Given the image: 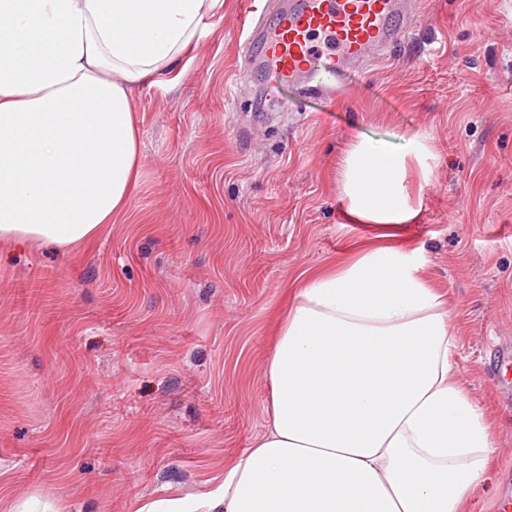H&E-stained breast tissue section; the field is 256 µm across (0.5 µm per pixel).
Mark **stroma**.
Listing matches in <instances>:
<instances>
[{"instance_id": "obj_1", "label": "stroma", "mask_w": 512, "mask_h": 512, "mask_svg": "<svg viewBox=\"0 0 512 512\" xmlns=\"http://www.w3.org/2000/svg\"><path fill=\"white\" fill-rule=\"evenodd\" d=\"M224 0L175 67L133 90L141 178L90 245L0 248V512H135L209 486L267 429L266 366L299 275L407 247L442 293L458 376L512 500V0H421L392 55L333 96L267 94ZM432 156L418 223L348 224L353 139Z\"/></svg>"}]
</instances>
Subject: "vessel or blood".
Returning a JSON list of instances; mask_svg holds the SVG:
<instances>
[{"label":"vessel or blood","mask_w":512,"mask_h":512,"mask_svg":"<svg viewBox=\"0 0 512 512\" xmlns=\"http://www.w3.org/2000/svg\"><path fill=\"white\" fill-rule=\"evenodd\" d=\"M410 0H288L271 26L251 35L249 63L271 84L287 82L309 95L331 94L324 76L388 52L408 31Z\"/></svg>","instance_id":"b4317fda"}]
</instances>
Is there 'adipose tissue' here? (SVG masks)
<instances>
[{
	"instance_id": "adipose-tissue-1",
	"label": "adipose tissue",
	"mask_w": 512,
	"mask_h": 512,
	"mask_svg": "<svg viewBox=\"0 0 512 512\" xmlns=\"http://www.w3.org/2000/svg\"><path fill=\"white\" fill-rule=\"evenodd\" d=\"M224 0H0V246L69 249L127 209L140 178L134 85L155 82ZM428 143L353 141L349 224H414ZM267 362L270 423L217 488L136 512H462L493 440L461 384L444 296L406 251L299 278Z\"/></svg>"
}]
</instances>
